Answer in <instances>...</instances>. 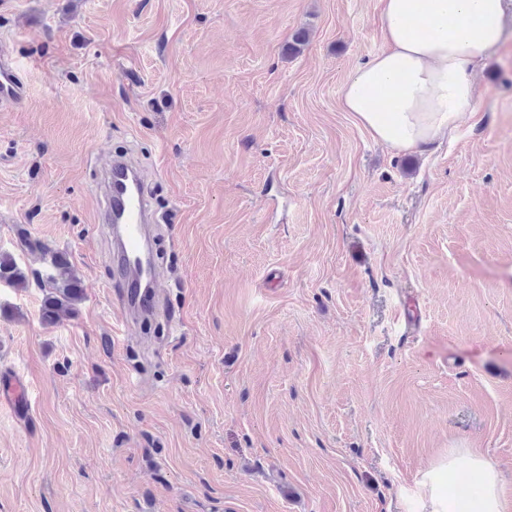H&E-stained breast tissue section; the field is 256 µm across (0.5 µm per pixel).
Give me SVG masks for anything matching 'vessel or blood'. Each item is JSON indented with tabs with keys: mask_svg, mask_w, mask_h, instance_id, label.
Listing matches in <instances>:
<instances>
[{
	"mask_svg": "<svg viewBox=\"0 0 512 512\" xmlns=\"http://www.w3.org/2000/svg\"><path fill=\"white\" fill-rule=\"evenodd\" d=\"M26 85L12 59H0V106L15 110L27 108ZM103 205L97 212L102 224H119L114 238L117 274L125 288L118 295L123 318L140 320L150 316L158 294L157 269H146L140 262L141 250L150 238L149 226L156 220L147 187L131 159L124 154L110 156L100 184ZM31 385L23 375L0 379V410L15 417L28 416Z\"/></svg>",
	"mask_w": 512,
	"mask_h": 512,
	"instance_id": "obj_1",
	"label": "vessel or blood"
}]
</instances>
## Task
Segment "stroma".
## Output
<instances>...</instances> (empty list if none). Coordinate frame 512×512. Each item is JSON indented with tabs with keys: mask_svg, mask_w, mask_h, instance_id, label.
<instances>
[{
	"mask_svg": "<svg viewBox=\"0 0 512 512\" xmlns=\"http://www.w3.org/2000/svg\"><path fill=\"white\" fill-rule=\"evenodd\" d=\"M382 48L377 0H0L30 94L0 107V248L45 270L25 228L84 289L47 325L0 284V373L33 386L0 512H419L452 448L512 512V31L422 155L341 107ZM125 150L167 217L145 322L93 200Z\"/></svg>",
	"mask_w": 512,
	"mask_h": 512,
	"instance_id": "obj_1",
	"label": "stroma"
}]
</instances>
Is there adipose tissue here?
Here are the masks:
<instances>
[{"label":"adipose tissue","mask_w":512,"mask_h":512,"mask_svg":"<svg viewBox=\"0 0 512 512\" xmlns=\"http://www.w3.org/2000/svg\"><path fill=\"white\" fill-rule=\"evenodd\" d=\"M384 51L358 66L341 106L376 141L421 152L453 136L477 107L476 80L500 47L512 0H378ZM482 493L457 491L460 463ZM421 512H504L500 479L482 455L449 449L420 474Z\"/></svg>","instance_id":"obj_1"}]
</instances>
